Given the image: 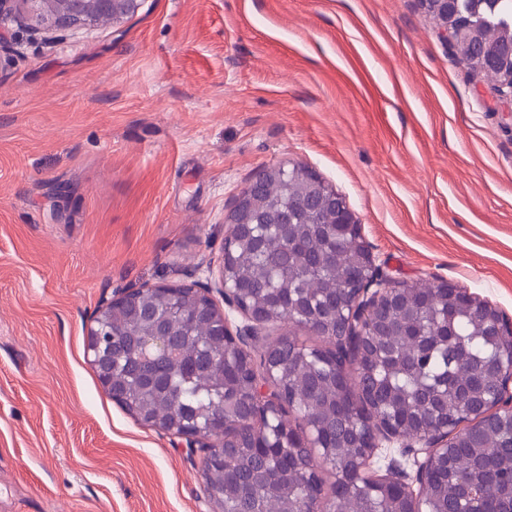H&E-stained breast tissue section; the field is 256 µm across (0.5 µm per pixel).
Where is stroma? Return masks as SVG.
Returning <instances> with one entry per match:
<instances>
[{
    "label": "stroma",
    "mask_w": 512,
    "mask_h": 512,
    "mask_svg": "<svg viewBox=\"0 0 512 512\" xmlns=\"http://www.w3.org/2000/svg\"><path fill=\"white\" fill-rule=\"evenodd\" d=\"M0 48V512H210L86 353L102 297L219 266L260 168L345 197L394 280L512 318V104L419 0H143Z\"/></svg>",
    "instance_id": "stroma-1"
}]
</instances>
